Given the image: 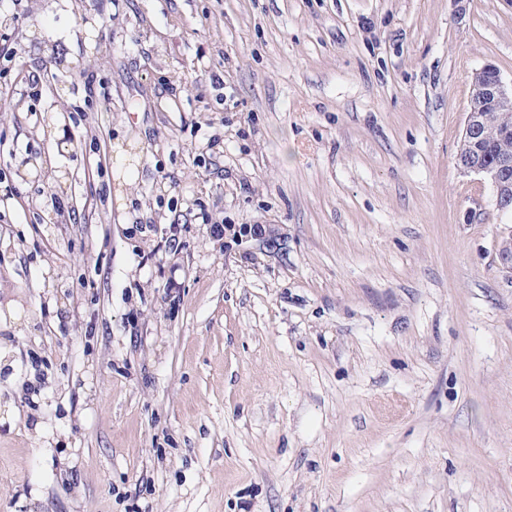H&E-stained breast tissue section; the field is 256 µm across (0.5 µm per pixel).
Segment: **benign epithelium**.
Returning a JSON list of instances; mask_svg holds the SVG:
<instances>
[{
    "label": "benign epithelium",
    "instance_id": "1",
    "mask_svg": "<svg viewBox=\"0 0 512 512\" xmlns=\"http://www.w3.org/2000/svg\"><path fill=\"white\" fill-rule=\"evenodd\" d=\"M491 132L512 135V82H506L496 66L487 64L472 76L456 160L461 171L481 176L492 190L495 209L505 214L512 206V155L501 156L492 166L483 162L480 146ZM236 239L269 253L280 252L285 245L269 224H243Z\"/></svg>",
    "mask_w": 512,
    "mask_h": 512
}]
</instances>
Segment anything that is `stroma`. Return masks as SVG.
<instances>
[{
    "label": "stroma",
    "instance_id": "obj_1",
    "mask_svg": "<svg viewBox=\"0 0 512 512\" xmlns=\"http://www.w3.org/2000/svg\"><path fill=\"white\" fill-rule=\"evenodd\" d=\"M7 28L0 512H512V215L454 163L512 0H0ZM103 82L97 79V75L90 74L84 77L83 89H84V104L86 108L92 110L95 107L100 109H108L109 98L105 92L101 91L104 89ZM236 239L240 243H251L259 251L275 253L285 249L282 247L285 245V241L268 224H241Z\"/></svg>",
    "mask_w": 512,
    "mask_h": 512
}]
</instances>
